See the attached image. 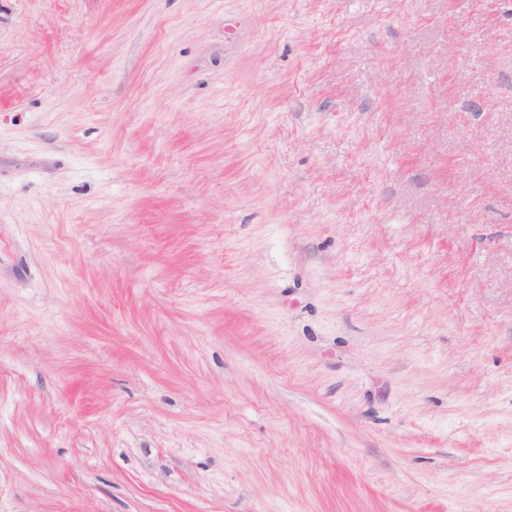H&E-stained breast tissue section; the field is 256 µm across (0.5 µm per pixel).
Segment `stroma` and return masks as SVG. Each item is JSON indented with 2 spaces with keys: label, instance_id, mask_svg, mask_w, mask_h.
<instances>
[{
  "label": "stroma",
  "instance_id": "obj_1",
  "mask_svg": "<svg viewBox=\"0 0 512 512\" xmlns=\"http://www.w3.org/2000/svg\"><path fill=\"white\" fill-rule=\"evenodd\" d=\"M0 512H512V0H0Z\"/></svg>",
  "mask_w": 512,
  "mask_h": 512
}]
</instances>
